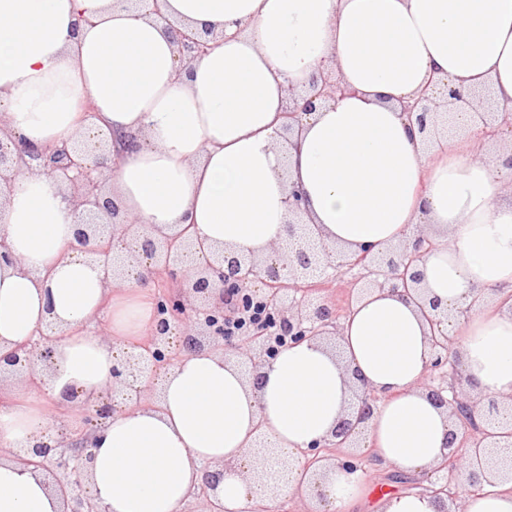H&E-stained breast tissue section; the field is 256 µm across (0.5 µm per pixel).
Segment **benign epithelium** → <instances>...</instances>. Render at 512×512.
Wrapping results in <instances>:
<instances>
[{
  "label": "benign epithelium",
  "instance_id": "1",
  "mask_svg": "<svg viewBox=\"0 0 512 512\" xmlns=\"http://www.w3.org/2000/svg\"><path fill=\"white\" fill-rule=\"evenodd\" d=\"M173 33L180 59L186 63L207 54L216 42L214 36L206 38L178 28ZM346 93L347 87L336 76L335 64L327 61L304 92L288 89L283 130L293 132L301 115ZM403 112L415 118L419 133L431 147L444 138L438 122L442 114L451 120L461 112L470 113L476 135L483 138L496 132L512 136V100L497 102L484 89L464 95L448 86L439 92L430 81L413 103L404 106ZM107 148L103 141L92 144L83 140L34 148L21 137L7 131L0 133V194L10 190L17 178L26 173H41L69 186L77 215L73 249L98 261L105 279L122 280L119 261L128 262L136 257L148 263L147 274L154 278L164 274L171 284L180 270H195L187 288L170 290L158 301L159 319L143 344L144 352L127 355L131 378L121 381V386L112 388L92 404L78 400L73 390L66 393L62 407L80 412L84 427L62 440L33 446V465L61 491L63 512H106L86 489L88 464L93 458L87 433L100 430L113 412L144 396V389L138 387L139 379H155L157 371L173 365L182 352L213 347L249 368L257 387L261 379L259 370L281 348L329 337L336 330L335 311L324 301L314 303L303 296L296 297L298 291L321 290L318 280L329 276L331 270L360 267L365 274L357 289L359 294L385 288L418 294L422 274L417 263L432 247L423 235L382 252L366 248L354 258L334 247H317L308 241L312 231L300 220L303 192L297 186L292 187L288 197L292 220L286 225V234L290 247L277 248L265 259L206 249L198 239L181 233L147 232L136 220L121 213L106 189ZM438 308V301H432L434 328L423 385L435 405L448 409L455 426L448 433V456L426 475L422 489L452 505L444 512H463L462 502L449 490L448 475L464 477L475 491L483 490L486 484L511 483L512 467L502 462L500 452L512 447V418L502 414L504 406L498 399L489 397L484 404L482 399L460 388L459 340L440 328L443 318L437 313ZM58 340L57 336L41 332L36 339L1 355L0 367L24 378L36 368L50 364ZM354 395L353 412L338 423L332 438L320 445L313 444L320 451L304 454L303 470L317 474L324 466L325 454L335 448L347 449L337 462L339 467L351 473L360 470V456L355 449L362 445L364 424L373 414L376 396L363 385L356 388ZM247 455L266 461L263 468H247L250 482L274 497L281 495L280 480L292 462L280 459L261 436ZM223 482L224 465L204 468L203 479L191 495L198 505L196 512H217Z\"/></svg>",
  "mask_w": 512,
  "mask_h": 512
}]
</instances>
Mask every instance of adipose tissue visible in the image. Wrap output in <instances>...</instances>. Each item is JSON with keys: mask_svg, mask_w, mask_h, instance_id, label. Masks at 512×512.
I'll return each instance as SVG.
<instances>
[{"mask_svg": "<svg viewBox=\"0 0 512 512\" xmlns=\"http://www.w3.org/2000/svg\"><path fill=\"white\" fill-rule=\"evenodd\" d=\"M221 39L180 61L169 25ZM351 95L306 116L283 140L289 88L324 59ZM512 98V0H162L160 15L119 0H0V125L42 147L80 137L86 108L110 144L112 196L138 223L190 229L208 246L263 258L284 238L291 185L325 240L354 255L427 226L419 263L426 300L471 307L452 324L476 395H512V310L479 300L512 294V204L481 142L425 150L401 110L428 79ZM68 187L41 174L0 197V355L56 325L50 366L0 384V512H61L59 493L29 462L55 404L74 389L98 398L124 354L156 321L153 287L108 286L69 250ZM106 314L103 330L91 322ZM342 354L319 340L280 350L253 386L220 350L186 353L158 398L115 412L96 434L89 487L107 512H182L204 464L228 463L224 512H250L260 491L239 463L256 432L301 460L330 438L357 381L378 394L366 437L382 468L428 473L448 454L453 423L421 381L429 325L384 289L359 297L339 328ZM332 512H349L362 476L328 468Z\"/></svg>", "mask_w": 512, "mask_h": 512, "instance_id": "ef3b65f1", "label": "adipose tissue"}]
</instances>
